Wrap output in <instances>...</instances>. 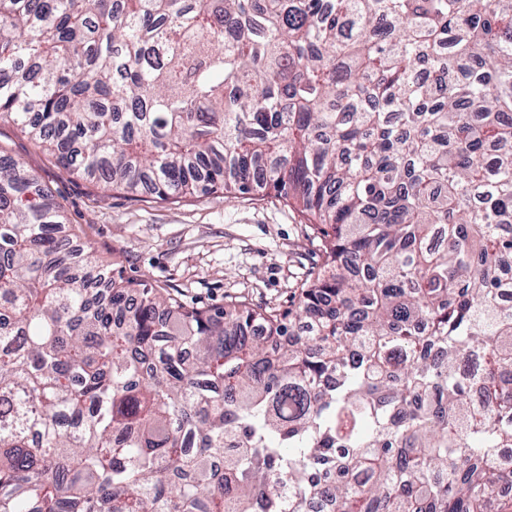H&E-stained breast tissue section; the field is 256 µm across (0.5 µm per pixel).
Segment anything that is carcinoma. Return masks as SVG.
I'll return each mask as SVG.
<instances>
[{
    "label": "carcinoma",
    "mask_w": 512,
    "mask_h": 512,
    "mask_svg": "<svg viewBox=\"0 0 512 512\" xmlns=\"http://www.w3.org/2000/svg\"><path fill=\"white\" fill-rule=\"evenodd\" d=\"M2 122L323 261L189 308L0 145V512H512V0H0Z\"/></svg>",
    "instance_id": "obj_1"
}]
</instances>
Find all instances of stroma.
Segmentation results:
<instances>
[{"mask_svg": "<svg viewBox=\"0 0 512 512\" xmlns=\"http://www.w3.org/2000/svg\"><path fill=\"white\" fill-rule=\"evenodd\" d=\"M0 143L51 189L84 243L186 305L288 310L322 263L307 216L272 190L157 203L67 175L13 125H0Z\"/></svg>", "mask_w": 512, "mask_h": 512, "instance_id": "stroma-1", "label": "stroma"}]
</instances>
